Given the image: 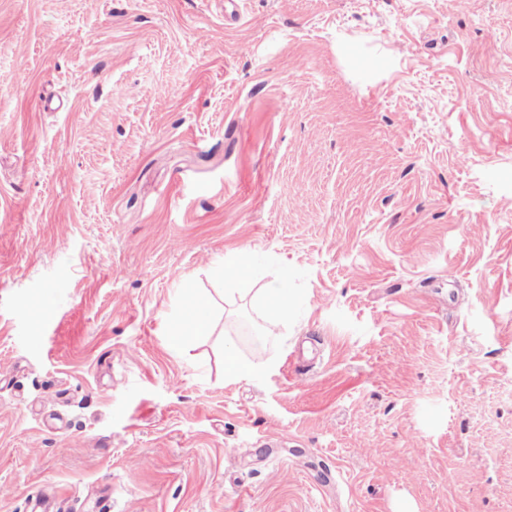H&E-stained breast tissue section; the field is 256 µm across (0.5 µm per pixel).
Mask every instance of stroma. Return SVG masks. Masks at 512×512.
<instances>
[{"mask_svg": "<svg viewBox=\"0 0 512 512\" xmlns=\"http://www.w3.org/2000/svg\"><path fill=\"white\" fill-rule=\"evenodd\" d=\"M1 485L512 512V0H0ZM226 274L235 282L237 288L232 289L241 298L244 299L253 292L254 288L252 277L248 267L242 260H233L227 265L225 264V275ZM286 286L283 282H273L258 290V300L267 313V335H274V328L288 315ZM194 314L184 315L183 330L191 336H208L212 331L209 314V299L204 296H194L191 299ZM258 365L239 358L232 348L224 349V381L231 382L253 374Z\"/></svg>", "mask_w": 512, "mask_h": 512, "instance_id": "1", "label": "stroma"}]
</instances>
